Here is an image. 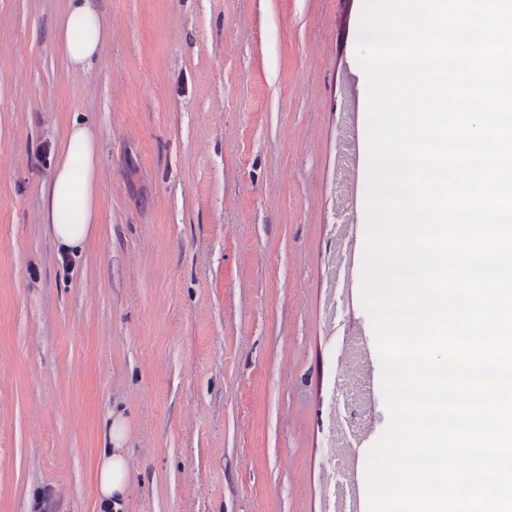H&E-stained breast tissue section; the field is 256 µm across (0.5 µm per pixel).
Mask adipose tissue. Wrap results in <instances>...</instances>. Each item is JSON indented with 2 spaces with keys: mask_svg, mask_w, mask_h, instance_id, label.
<instances>
[{
  "mask_svg": "<svg viewBox=\"0 0 512 512\" xmlns=\"http://www.w3.org/2000/svg\"><path fill=\"white\" fill-rule=\"evenodd\" d=\"M110 37V24L94 0H67L54 41L68 68L88 74ZM99 139L86 124L72 123L58 145V162L43 192L44 221L50 224L62 257L80 252L98 222L101 185ZM123 415L110 417L107 443L97 454V504L101 512H122L127 498L130 460Z\"/></svg>",
  "mask_w": 512,
  "mask_h": 512,
  "instance_id": "adipose-tissue-1",
  "label": "adipose tissue"
}]
</instances>
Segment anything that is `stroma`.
<instances>
[{"label": "stroma", "mask_w": 512, "mask_h": 512, "mask_svg": "<svg viewBox=\"0 0 512 512\" xmlns=\"http://www.w3.org/2000/svg\"><path fill=\"white\" fill-rule=\"evenodd\" d=\"M92 71L65 0H0V512H98L127 422L122 512H322L324 418L362 337V0H95ZM101 205L61 260L42 187L73 120ZM95 0H67L54 31V41L68 68L88 74L110 37V24ZM107 443L97 454V504L99 512H121L127 498L130 460L123 444L126 439V419L122 414H109Z\"/></svg>", "instance_id": "obj_1"}]
</instances>
